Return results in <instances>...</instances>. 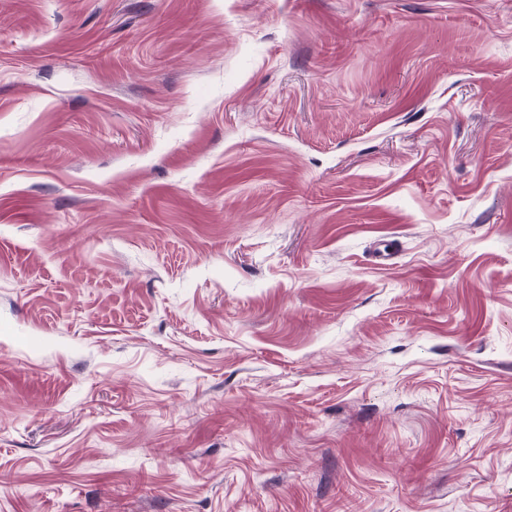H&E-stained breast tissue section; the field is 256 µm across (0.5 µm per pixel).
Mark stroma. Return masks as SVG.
<instances>
[{
	"label": "stroma",
	"mask_w": 512,
	"mask_h": 512,
	"mask_svg": "<svg viewBox=\"0 0 512 512\" xmlns=\"http://www.w3.org/2000/svg\"><path fill=\"white\" fill-rule=\"evenodd\" d=\"M0 512H512V0H0Z\"/></svg>",
	"instance_id": "35a3bbf8"
}]
</instances>
